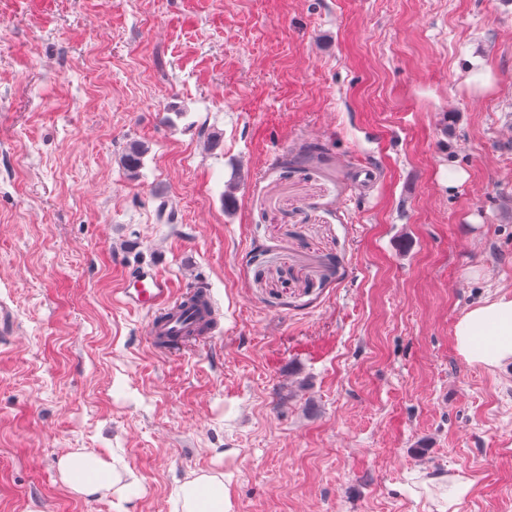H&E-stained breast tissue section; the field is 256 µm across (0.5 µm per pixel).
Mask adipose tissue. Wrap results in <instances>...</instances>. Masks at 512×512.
<instances>
[{"label": "adipose tissue", "mask_w": 512, "mask_h": 512, "mask_svg": "<svg viewBox=\"0 0 512 512\" xmlns=\"http://www.w3.org/2000/svg\"><path fill=\"white\" fill-rule=\"evenodd\" d=\"M454 341L468 363L497 368L512 362V298L500 296L473 305L457 321ZM62 482L75 493L91 495L110 490L114 468L105 455L73 453L61 458ZM183 512H233L224 476L188 475L181 485Z\"/></svg>", "instance_id": "adipose-tissue-1"}]
</instances>
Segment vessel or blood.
Masks as SVG:
<instances>
[{
    "mask_svg": "<svg viewBox=\"0 0 512 512\" xmlns=\"http://www.w3.org/2000/svg\"><path fill=\"white\" fill-rule=\"evenodd\" d=\"M118 302L141 311L150 319V342L161 352H183L185 345L203 344L204 324L216 319L218 310L209 293L197 298L175 296L168 275L160 266L138 267L125 275L117 291Z\"/></svg>",
    "mask_w": 512,
    "mask_h": 512,
    "instance_id": "1",
    "label": "vessel or blood"
}]
</instances>
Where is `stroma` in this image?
Here are the masks:
<instances>
[{
  "instance_id": "1",
  "label": "stroma",
  "mask_w": 512,
  "mask_h": 512,
  "mask_svg": "<svg viewBox=\"0 0 512 512\" xmlns=\"http://www.w3.org/2000/svg\"><path fill=\"white\" fill-rule=\"evenodd\" d=\"M144 263L215 298L204 348L115 301ZM497 291L512 0H0V512H183L191 472L234 512H428L439 475L512 512V365L453 336ZM61 481L75 493L91 495L109 491L116 478L104 454L73 453L58 462Z\"/></svg>"
}]
</instances>
